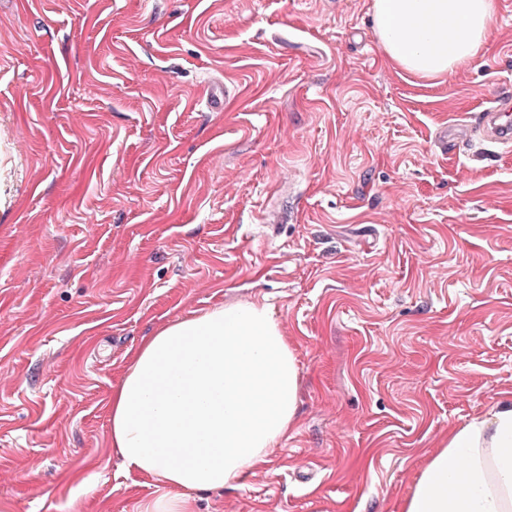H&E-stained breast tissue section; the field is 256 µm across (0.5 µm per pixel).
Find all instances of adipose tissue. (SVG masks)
<instances>
[{"label":"adipose tissue","instance_id":"1","mask_svg":"<svg viewBox=\"0 0 512 512\" xmlns=\"http://www.w3.org/2000/svg\"><path fill=\"white\" fill-rule=\"evenodd\" d=\"M496 0H374L378 40L403 71L450 74L485 45ZM297 359L268 307H217L139 348L110 405L129 469L167 492L147 512H192L188 490L220 491L265 462L296 416ZM403 512H512V400L451 429Z\"/></svg>","mask_w":512,"mask_h":512}]
</instances>
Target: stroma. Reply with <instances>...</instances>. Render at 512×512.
Instances as JSON below:
<instances>
[{
	"mask_svg": "<svg viewBox=\"0 0 512 512\" xmlns=\"http://www.w3.org/2000/svg\"><path fill=\"white\" fill-rule=\"evenodd\" d=\"M374 0H0V512H146L110 401L138 347L269 306L295 422L194 512H403L512 399V150L441 147L512 94V0L437 79ZM229 86L223 106L207 92Z\"/></svg>",
	"mask_w": 512,
	"mask_h": 512,
	"instance_id": "stroma-1",
	"label": "stroma"
}]
</instances>
